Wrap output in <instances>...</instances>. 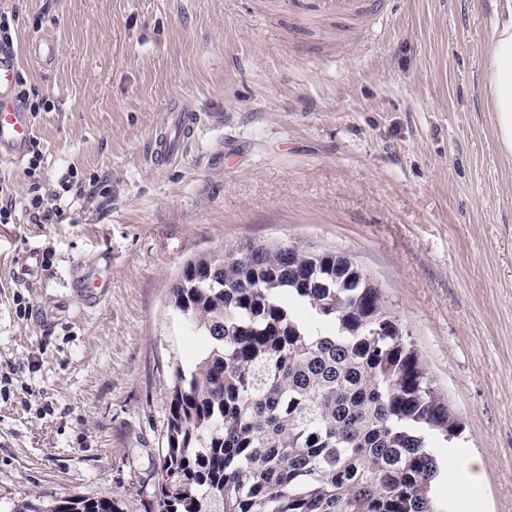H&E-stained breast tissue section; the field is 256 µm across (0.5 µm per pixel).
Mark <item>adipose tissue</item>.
<instances>
[{
	"instance_id": "ef3b65f1",
	"label": "adipose tissue",
	"mask_w": 512,
	"mask_h": 512,
	"mask_svg": "<svg viewBox=\"0 0 512 512\" xmlns=\"http://www.w3.org/2000/svg\"><path fill=\"white\" fill-rule=\"evenodd\" d=\"M488 52L486 80L496 140L499 150L512 157V0H505L489 37Z\"/></svg>"
}]
</instances>
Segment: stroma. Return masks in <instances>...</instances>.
<instances>
[{"label": "stroma", "mask_w": 512, "mask_h": 512, "mask_svg": "<svg viewBox=\"0 0 512 512\" xmlns=\"http://www.w3.org/2000/svg\"><path fill=\"white\" fill-rule=\"evenodd\" d=\"M12 4L18 70L55 105L33 121L46 180L73 167L109 188L68 193L56 224H0V512H156L174 373L208 348L171 288L190 259L283 240L380 288L463 424L438 462L481 458L483 512H512V158L485 81L500 0H386L383 26L351 30L284 0ZM43 34L47 69L25 52ZM178 99L200 121L160 170L151 141ZM104 253L87 309L71 284ZM15 512H114V509L108 500L64 498L45 509L40 504L27 502Z\"/></svg>", "instance_id": "obj_1"}]
</instances>
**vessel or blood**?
Returning <instances> with one entry per match:
<instances>
[{
    "mask_svg": "<svg viewBox=\"0 0 512 512\" xmlns=\"http://www.w3.org/2000/svg\"><path fill=\"white\" fill-rule=\"evenodd\" d=\"M289 9H311L342 20L365 17L382 20L384 10L380 0H288ZM29 52L44 67L51 66L56 52L52 39L43 36L32 40ZM18 67L14 57L0 53V167L18 163L24 156L32 133L31 115L17 99ZM176 133L160 128L153 140V161L156 168H164L175 157L177 145L189 142L194 136L198 118L187 105L178 103Z\"/></svg>",
    "mask_w": 512,
    "mask_h": 512,
    "instance_id": "1",
    "label": "vessel or blood"
}]
</instances>
